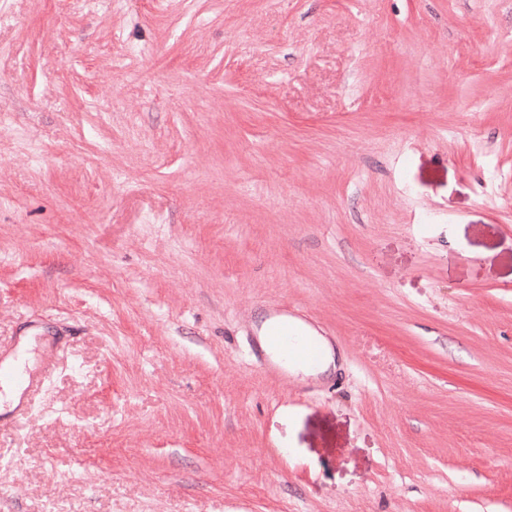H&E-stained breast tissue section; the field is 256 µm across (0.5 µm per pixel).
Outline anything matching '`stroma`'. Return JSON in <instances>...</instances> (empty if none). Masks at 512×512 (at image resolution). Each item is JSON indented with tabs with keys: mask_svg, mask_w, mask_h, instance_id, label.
Here are the masks:
<instances>
[{
	"mask_svg": "<svg viewBox=\"0 0 512 512\" xmlns=\"http://www.w3.org/2000/svg\"><path fill=\"white\" fill-rule=\"evenodd\" d=\"M296 311L329 375L266 373ZM0 512H512V0H0ZM3 379L14 381V386L21 391L22 402L25 397L42 382V374L30 371H19L17 369H4L3 362L0 363V391Z\"/></svg>",
	"mask_w": 512,
	"mask_h": 512,
	"instance_id": "35a3bbf8",
	"label": "stroma"
}]
</instances>
